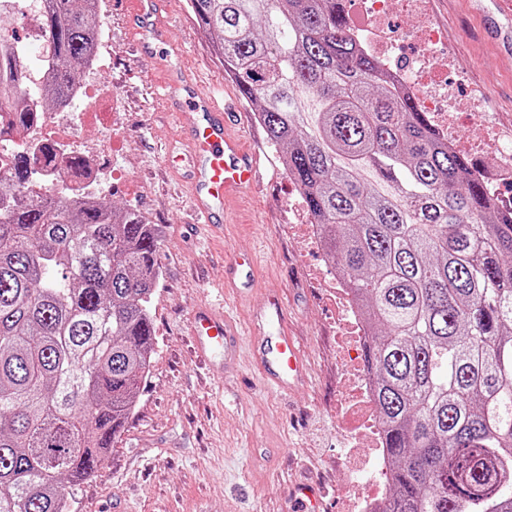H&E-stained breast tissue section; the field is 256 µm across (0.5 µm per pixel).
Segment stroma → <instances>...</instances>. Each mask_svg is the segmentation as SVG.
Segmentation results:
<instances>
[{"mask_svg": "<svg viewBox=\"0 0 512 512\" xmlns=\"http://www.w3.org/2000/svg\"><path fill=\"white\" fill-rule=\"evenodd\" d=\"M101 17L106 65L90 74L91 102L78 123L90 140L106 139L118 122L121 147L112 178L93 185L98 197L156 225L161 279L153 300L154 350L125 430L103 468L76 487L73 512H295L291 493L307 482L320 492L316 512H344L356 493L340 466L344 449L336 428V393L344 385L338 359L339 311L325 283L322 253L304 251L288 236L289 208H301L274 145L225 75L208 32L185 11L172 28L188 69L205 83L222 85L239 103L238 124L259 158L261 187L243 196L228 224L207 227L188 220L179 176L166 156L183 139L178 120L164 112L150 83L159 65L134 48L125 16L105 0ZM429 19L448 33L462 63L461 92L483 94L492 122L512 127V49L484 40L467 0H428ZM120 111H113V99ZM254 256L256 292L236 302L224 285L234 254ZM278 289L279 326L301 343L307 379L294 390L269 389L242 349L236 366L216 360L202 368L193 351L189 321L210 303L226 308L246 332L264 324L263 293Z\"/></svg>", "mask_w": 512, "mask_h": 512, "instance_id": "stroma-1", "label": "stroma"}]
</instances>
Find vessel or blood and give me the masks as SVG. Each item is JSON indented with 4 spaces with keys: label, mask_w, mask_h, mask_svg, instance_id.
Returning a JSON list of instances; mask_svg holds the SVG:
<instances>
[{
    "label": "vessel or blood",
    "mask_w": 512,
    "mask_h": 512,
    "mask_svg": "<svg viewBox=\"0 0 512 512\" xmlns=\"http://www.w3.org/2000/svg\"><path fill=\"white\" fill-rule=\"evenodd\" d=\"M167 2L120 0L129 14L138 48L165 60L161 82L165 103L189 128L183 141L184 154L169 156L167 163L176 169L182 160L191 162L186 177L190 211L204 223L220 224L231 202L253 188L258 165L230 130L224 104L182 67V53L171 43L162 16L161 7ZM470 5L491 39L499 41L512 34V0H470ZM192 334L203 353H223L225 364H232L238 332L226 314L208 306L199 308L193 316ZM253 350L270 388L286 392L302 380L301 351L287 333L255 337Z\"/></svg>",
    "instance_id": "obj_1"
}]
</instances>
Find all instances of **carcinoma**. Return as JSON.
<instances>
[{"mask_svg":"<svg viewBox=\"0 0 512 512\" xmlns=\"http://www.w3.org/2000/svg\"><path fill=\"white\" fill-rule=\"evenodd\" d=\"M281 149L372 331L364 361L394 469L388 512H512V212L358 49L343 0H190ZM52 68L0 45V146L70 98L92 0H43ZM0 179V512H67L150 371L154 225L90 194Z\"/></svg>","mask_w":512,"mask_h":512,"instance_id":"cac0c4a2","label":"carcinoma"}]
</instances>
